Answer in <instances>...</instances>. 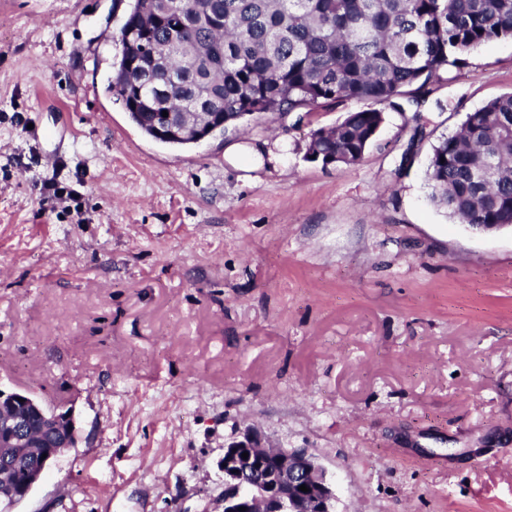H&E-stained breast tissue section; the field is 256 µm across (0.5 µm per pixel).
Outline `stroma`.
<instances>
[{"instance_id": "35a3bbf8", "label": "stroma", "mask_w": 512, "mask_h": 512, "mask_svg": "<svg viewBox=\"0 0 512 512\" xmlns=\"http://www.w3.org/2000/svg\"><path fill=\"white\" fill-rule=\"evenodd\" d=\"M130 5L0 0V388L79 434L13 512H222L250 427L313 452L335 512H512V231L425 182L439 136L512 93V39L430 84L410 164L389 110L326 166L310 132L361 102L142 133L107 90Z\"/></svg>"}]
</instances>
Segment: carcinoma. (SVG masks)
Listing matches in <instances>:
<instances>
[{
    "label": "carcinoma",
    "mask_w": 512,
    "mask_h": 512,
    "mask_svg": "<svg viewBox=\"0 0 512 512\" xmlns=\"http://www.w3.org/2000/svg\"><path fill=\"white\" fill-rule=\"evenodd\" d=\"M223 20L224 49L211 17ZM512 38V0H133L120 28L119 59L108 88L148 136L183 147L187 138L155 132L154 113H224L225 125L257 114L284 117L355 100L366 108L310 133L307 155L359 162L401 97L421 107L429 83L494 40ZM409 156L426 137L412 116ZM429 200L461 224H512V94L465 115L432 146Z\"/></svg>",
    "instance_id": "cac0c4a2"
}]
</instances>
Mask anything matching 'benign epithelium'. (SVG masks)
Returning <instances> with one entry per match:
<instances>
[{
	"instance_id": "benign-epithelium-1",
	"label": "benign epithelium",
	"mask_w": 512,
	"mask_h": 512,
	"mask_svg": "<svg viewBox=\"0 0 512 512\" xmlns=\"http://www.w3.org/2000/svg\"><path fill=\"white\" fill-rule=\"evenodd\" d=\"M214 116L213 112H170L164 117L157 112L155 121L165 136L193 117L199 120L195 135L199 143L224 131V124L208 123ZM77 442L71 409H47L27 392L0 388V503L11 509L27 499L47 465ZM29 453L38 464L23 474L15 473L11 460ZM223 470V512H239L241 507L245 512H334L332 483L305 448H264L247 432L224 447ZM302 485L309 491L299 490Z\"/></svg>"
}]
</instances>
